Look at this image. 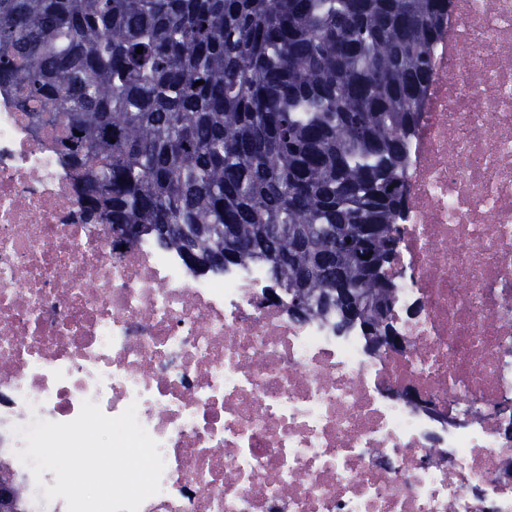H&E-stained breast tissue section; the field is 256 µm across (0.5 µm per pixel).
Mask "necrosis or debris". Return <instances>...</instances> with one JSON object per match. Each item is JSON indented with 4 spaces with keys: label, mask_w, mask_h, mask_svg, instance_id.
<instances>
[{
    "label": "necrosis or debris",
    "mask_w": 512,
    "mask_h": 512,
    "mask_svg": "<svg viewBox=\"0 0 512 512\" xmlns=\"http://www.w3.org/2000/svg\"><path fill=\"white\" fill-rule=\"evenodd\" d=\"M450 4L387 270L403 349L295 321L262 264L199 272L84 223L51 123L0 92V465L24 512L67 505L15 426L86 400L136 405L159 444L139 512H512V0Z\"/></svg>",
    "instance_id": "necrosis-or-debris-1"
}]
</instances>
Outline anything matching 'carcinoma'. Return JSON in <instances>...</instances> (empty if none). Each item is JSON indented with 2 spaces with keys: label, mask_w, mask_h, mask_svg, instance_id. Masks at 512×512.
Wrapping results in <instances>:
<instances>
[{
  "label": "carcinoma",
  "mask_w": 512,
  "mask_h": 512,
  "mask_svg": "<svg viewBox=\"0 0 512 512\" xmlns=\"http://www.w3.org/2000/svg\"><path fill=\"white\" fill-rule=\"evenodd\" d=\"M448 0H0V88L55 110L82 199L162 244L262 263L308 318L392 303L407 140ZM143 53H136L137 47ZM201 85L194 86L195 82ZM80 135H75V132Z\"/></svg>",
  "instance_id": "obj_1"
}]
</instances>
